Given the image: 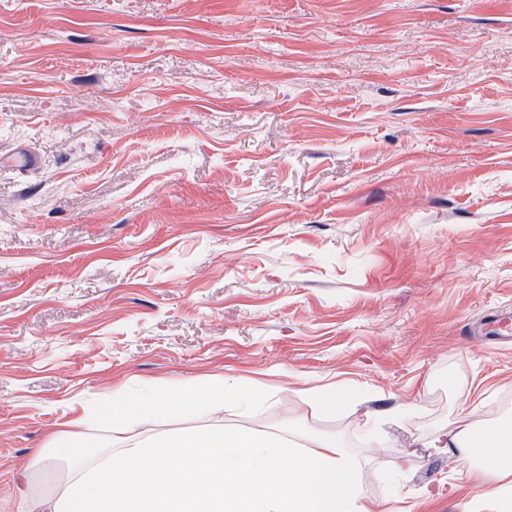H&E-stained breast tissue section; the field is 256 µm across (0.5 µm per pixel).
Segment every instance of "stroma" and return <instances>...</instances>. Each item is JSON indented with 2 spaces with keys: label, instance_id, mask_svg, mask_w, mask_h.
<instances>
[{
  "label": "stroma",
  "instance_id": "35a3bbf8",
  "mask_svg": "<svg viewBox=\"0 0 512 512\" xmlns=\"http://www.w3.org/2000/svg\"><path fill=\"white\" fill-rule=\"evenodd\" d=\"M0 512L113 389L243 376L364 468L387 512H492L423 448L497 425L512 348V0H0ZM406 418H399L403 406ZM375 417L381 448L362 424ZM1 168L17 172H25L39 167V159L25 145L19 146L13 156L7 160H1ZM468 330L484 336L490 342H507L512 334L511 313L507 310L487 312L478 324L469 326ZM306 404L311 414L317 417H330L342 406L358 405L359 399H350L345 392L336 387L335 383L314 387L306 391ZM406 462H400L394 471H383L378 463L375 464L374 470L376 475L385 483L387 494L386 499H397L403 495L402 477L405 473Z\"/></svg>",
  "mask_w": 512,
  "mask_h": 512
}]
</instances>
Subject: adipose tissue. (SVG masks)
<instances>
[{
    "mask_svg": "<svg viewBox=\"0 0 512 512\" xmlns=\"http://www.w3.org/2000/svg\"><path fill=\"white\" fill-rule=\"evenodd\" d=\"M271 401L257 381L223 377L139 391L116 389L73 429L50 434L39 466L56 473L51 491L27 482L19 512H372L361 493L363 469L335 437L287 426L229 427L224 408L252 415ZM201 429H166L173 418ZM155 432L136 436L137 428ZM117 434L106 443L92 434ZM455 462L476 499H512V427L492 429L461 414L426 443Z\"/></svg>",
    "mask_w": 512,
    "mask_h": 512,
    "instance_id": "1",
    "label": "adipose tissue"
}]
</instances>
